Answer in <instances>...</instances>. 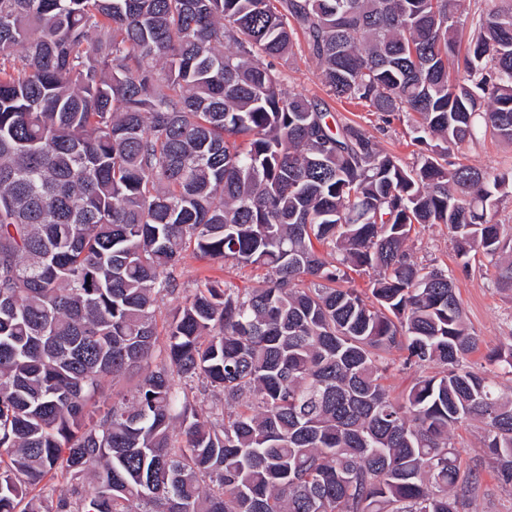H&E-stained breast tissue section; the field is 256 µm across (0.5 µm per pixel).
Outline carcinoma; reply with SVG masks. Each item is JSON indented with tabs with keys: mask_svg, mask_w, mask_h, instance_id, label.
Here are the masks:
<instances>
[{
	"mask_svg": "<svg viewBox=\"0 0 512 512\" xmlns=\"http://www.w3.org/2000/svg\"><path fill=\"white\" fill-rule=\"evenodd\" d=\"M464 28L461 0H0V512H466L470 420L512 485V342L467 366L456 277L409 247L442 224L512 292V167L450 161L512 144V0ZM298 44L426 152L287 90ZM189 255L265 273L182 295ZM452 161H459L484 170L512 166V145L487 137L479 144H469L455 150ZM477 426V424L464 425L454 431L453 442L467 462L485 457L484 448L481 446V430Z\"/></svg>",
	"mask_w": 512,
	"mask_h": 512,
	"instance_id": "1",
	"label": "carcinoma"
}]
</instances>
